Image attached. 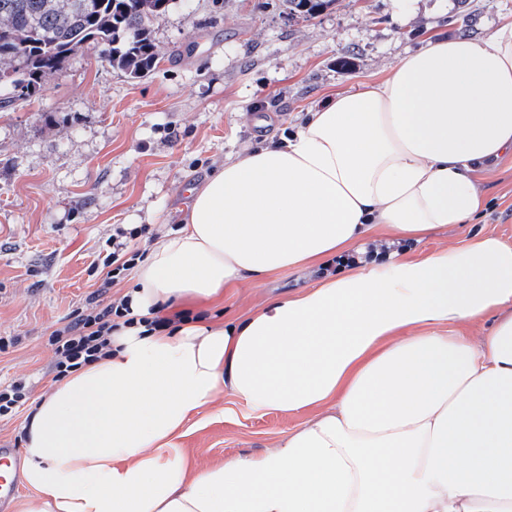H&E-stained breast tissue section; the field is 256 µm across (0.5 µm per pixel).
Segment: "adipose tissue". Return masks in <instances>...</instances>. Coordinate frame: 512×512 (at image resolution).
I'll list each match as a JSON object with an SVG mask.
<instances>
[{"label":"adipose tissue","mask_w":512,"mask_h":512,"mask_svg":"<svg viewBox=\"0 0 512 512\" xmlns=\"http://www.w3.org/2000/svg\"><path fill=\"white\" fill-rule=\"evenodd\" d=\"M510 153L512 16L227 158L131 267L108 347L39 398L18 512H512V244L409 248L471 222L475 172ZM388 233L401 249L365 260ZM285 269L318 278L217 327L153 323ZM225 397L306 418L198 462L178 441Z\"/></svg>","instance_id":"ef3b65f1"}]
</instances>
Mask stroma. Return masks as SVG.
I'll use <instances>...</instances> for the list:
<instances>
[{"instance_id":"obj_1","label":"stroma","mask_w":512,"mask_h":512,"mask_svg":"<svg viewBox=\"0 0 512 512\" xmlns=\"http://www.w3.org/2000/svg\"><path fill=\"white\" fill-rule=\"evenodd\" d=\"M506 13L512 0H337L306 20L289 16L283 0H194L154 25L162 60L148 78L130 81L89 48L46 80L37 101L0 111V389L19 383L26 393L0 417V444L22 448L23 425L57 374V331L127 290L123 274L105 286L107 255L147 254L178 228L190 188L225 158L382 81L428 40L488 35ZM477 184L480 217L431 234L423 252L470 229L512 243V156L478 172ZM141 225L149 234L130 237ZM309 280L284 270L174 309L219 326ZM205 415L178 444L208 463L274 447L303 420L220 401Z\"/></svg>"}]
</instances>
